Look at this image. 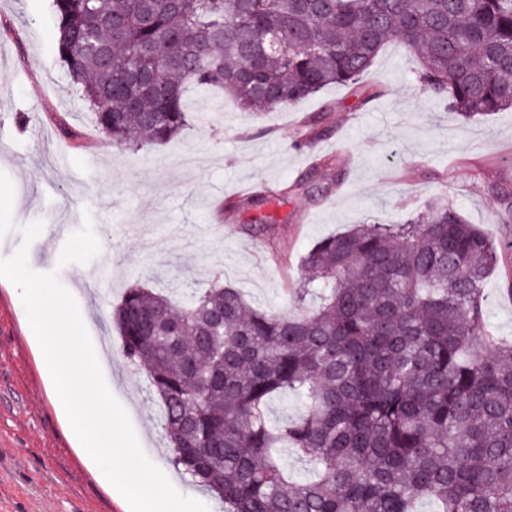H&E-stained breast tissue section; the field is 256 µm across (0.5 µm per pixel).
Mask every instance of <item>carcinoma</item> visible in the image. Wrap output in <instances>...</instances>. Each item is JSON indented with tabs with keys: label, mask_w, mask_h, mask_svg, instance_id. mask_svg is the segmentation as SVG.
<instances>
[{
	"label": "carcinoma",
	"mask_w": 512,
	"mask_h": 512,
	"mask_svg": "<svg viewBox=\"0 0 512 512\" xmlns=\"http://www.w3.org/2000/svg\"><path fill=\"white\" fill-rule=\"evenodd\" d=\"M60 61L112 147L269 112L363 76L400 41L470 121L512 109V0H53ZM499 246L447 201L316 241L283 314L213 281L132 285L112 308L172 463L224 512H512V342L488 329ZM300 399L277 424L272 398ZM292 450L315 478L292 480Z\"/></svg>",
	"instance_id": "1"
}]
</instances>
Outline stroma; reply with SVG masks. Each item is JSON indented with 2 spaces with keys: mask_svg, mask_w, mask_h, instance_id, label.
<instances>
[{
  "mask_svg": "<svg viewBox=\"0 0 512 512\" xmlns=\"http://www.w3.org/2000/svg\"><path fill=\"white\" fill-rule=\"evenodd\" d=\"M52 0H0V258L21 228L44 220L31 243L35 271H58L92 319L107 384L147 456L182 494L222 502L174 467L145 376L123 356L110 313L128 284L201 288L214 273L253 302L296 310L300 260L318 239L373 219L400 223L446 196L494 238L503 260L487 278L486 319L512 339V111L465 122L445 112L416 77L417 58L391 42L365 77L383 94L361 104L331 86L259 118L225 102L207 124L150 151H115L69 83L57 54ZM328 127L312 138L311 127ZM202 157L192 176L180 153ZM334 169L314 174L320 157ZM287 195H277L280 185ZM238 202L232 216L224 200ZM91 215L100 242L88 264L58 267L61 249ZM18 288L0 280V512H126L74 453L27 338Z\"/></svg>",
  "mask_w": 512,
  "mask_h": 512,
  "instance_id": "stroma-1",
  "label": "stroma"
}]
</instances>
